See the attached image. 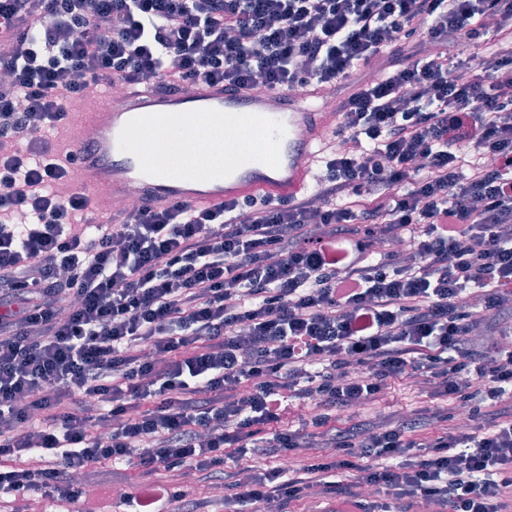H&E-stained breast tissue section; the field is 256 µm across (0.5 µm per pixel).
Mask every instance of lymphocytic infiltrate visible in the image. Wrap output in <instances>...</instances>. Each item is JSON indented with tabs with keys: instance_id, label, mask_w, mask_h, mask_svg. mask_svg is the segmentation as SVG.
I'll use <instances>...</instances> for the list:
<instances>
[{
	"instance_id": "obj_1",
	"label": "lymphocytic infiltrate",
	"mask_w": 512,
	"mask_h": 512,
	"mask_svg": "<svg viewBox=\"0 0 512 512\" xmlns=\"http://www.w3.org/2000/svg\"><path fill=\"white\" fill-rule=\"evenodd\" d=\"M0 71L1 494L121 460L137 512H202L189 472L259 512H512V346L474 341L512 320V0H0ZM201 83L347 88L314 191L97 221L70 106ZM399 380L441 405L333 427Z\"/></svg>"
}]
</instances>
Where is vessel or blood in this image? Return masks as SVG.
Here are the masks:
<instances>
[{"label": "vessel or blood", "instance_id": "1", "mask_svg": "<svg viewBox=\"0 0 512 512\" xmlns=\"http://www.w3.org/2000/svg\"><path fill=\"white\" fill-rule=\"evenodd\" d=\"M334 120V113L315 111L309 97L265 90L228 92L202 84L184 95L136 87L118 97L104 90L82 117L94 137L80 158L79 183L93 193L106 187L115 203L135 184L158 205L215 206L251 196L291 199L310 190ZM200 124L221 131V164L187 155L192 130ZM235 129L249 131L248 145L227 139ZM154 131L163 132L164 139L150 153L137 139Z\"/></svg>", "mask_w": 512, "mask_h": 512}]
</instances>
